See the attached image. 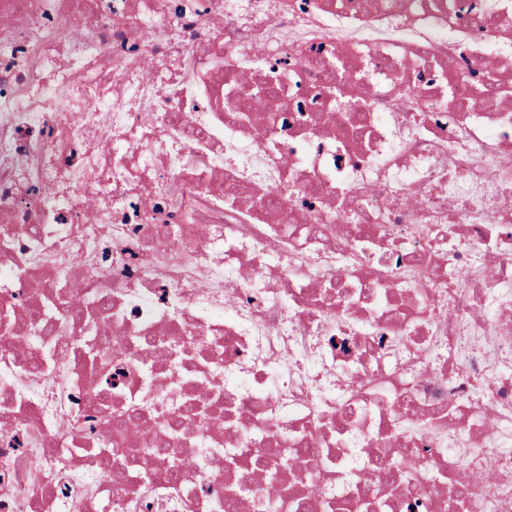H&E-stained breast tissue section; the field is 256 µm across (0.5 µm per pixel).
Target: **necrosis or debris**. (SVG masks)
<instances>
[{"instance_id": "1", "label": "necrosis or debris", "mask_w": 512, "mask_h": 512, "mask_svg": "<svg viewBox=\"0 0 512 512\" xmlns=\"http://www.w3.org/2000/svg\"><path fill=\"white\" fill-rule=\"evenodd\" d=\"M508 149L512 0H0V512H512Z\"/></svg>"}]
</instances>
